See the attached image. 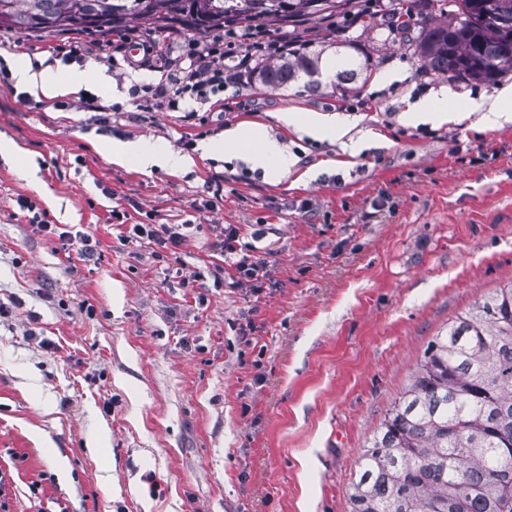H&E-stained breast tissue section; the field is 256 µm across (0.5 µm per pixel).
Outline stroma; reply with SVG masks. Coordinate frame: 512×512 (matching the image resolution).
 Instances as JSON below:
<instances>
[{"mask_svg":"<svg viewBox=\"0 0 512 512\" xmlns=\"http://www.w3.org/2000/svg\"><path fill=\"white\" fill-rule=\"evenodd\" d=\"M349 13L269 25L323 62L353 57L351 88L325 74L271 89L239 86L233 111L208 102L143 111L158 61L132 54L145 22L121 32L0 27V62L26 55L105 72L79 97L38 101L0 79V496L9 512H350L357 457L424 350L476 301L512 283V123L480 112L443 125L402 115L428 92L492 99L501 84L426 72L413 42L427 0H355ZM412 11L408 33L388 11ZM402 77L385 83V75ZM334 115L359 152L314 140L286 114ZM266 126L295 163L270 178L242 158L201 155L240 124ZM146 139L195 155L186 173L110 162L107 140ZM38 167V181L21 174ZM221 193L217 206L207 200ZM45 210L43 231L19 200ZM133 224L192 221L164 261L122 241ZM234 224L267 264L258 293L188 289L212 262L215 227ZM72 243L62 245L59 233ZM89 235L98 260H81ZM71 466L55 473V456Z\"/></svg>","mask_w":512,"mask_h":512,"instance_id":"1","label":"stroma"}]
</instances>
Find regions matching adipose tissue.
Wrapping results in <instances>:
<instances>
[{"mask_svg":"<svg viewBox=\"0 0 512 512\" xmlns=\"http://www.w3.org/2000/svg\"><path fill=\"white\" fill-rule=\"evenodd\" d=\"M8 70L16 86L36 98L57 99L74 95L88 84L87 70L76 66L62 71L36 66L24 55L12 57ZM99 149L112 163L120 166L131 163L144 170L158 167L183 172L191 170L195 164L190 155L159 150L147 140H110L100 143ZM203 150L207 153L224 150L248 155L253 167L262 169L264 174L272 177L287 172L291 164L277 141L269 136L265 127L259 125L226 130L222 139L205 144Z\"/></svg>","mask_w":512,"mask_h":512,"instance_id":"ef3b65f1","label":"adipose tissue"}]
</instances>
